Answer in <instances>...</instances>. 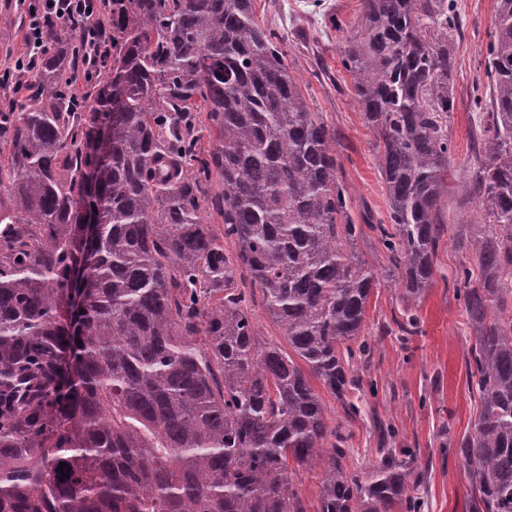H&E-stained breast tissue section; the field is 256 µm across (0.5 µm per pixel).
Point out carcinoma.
Listing matches in <instances>:
<instances>
[{
  "label": "carcinoma",
  "mask_w": 512,
  "mask_h": 512,
  "mask_svg": "<svg viewBox=\"0 0 512 512\" xmlns=\"http://www.w3.org/2000/svg\"><path fill=\"white\" fill-rule=\"evenodd\" d=\"M100 2L43 32L23 97L0 84V512H424L416 449L379 420L378 461L352 472L346 424L377 392L360 375L377 345L363 227L404 341L448 234V0H361L343 36L388 202L362 225L336 128L254 0ZM98 28L115 53L78 90ZM484 66L466 197L491 223L452 236L475 260L454 289L482 411L456 455L466 512H512V0H496ZM258 298L288 351L262 339ZM317 464L310 505L293 479Z\"/></svg>",
  "instance_id": "obj_1"
}]
</instances>
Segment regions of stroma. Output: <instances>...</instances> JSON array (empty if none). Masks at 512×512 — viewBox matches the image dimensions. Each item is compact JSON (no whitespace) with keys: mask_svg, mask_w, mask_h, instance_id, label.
I'll use <instances>...</instances> for the list:
<instances>
[{"mask_svg":"<svg viewBox=\"0 0 512 512\" xmlns=\"http://www.w3.org/2000/svg\"><path fill=\"white\" fill-rule=\"evenodd\" d=\"M360 0H324L310 11L307 0H256V11L287 38L288 66L302 79L312 110L336 126L334 149L352 197L353 209L369 205L377 217L387 215V199L372 149V131L362 120L352 82L340 62L342 29L359 21ZM496 0H454L460 29L448 40L456 65L452 94L455 107L448 117L455 176L450 198L459 197L472 149L473 89L484 77L483 60L494 32ZM341 30H334L333 22ZM462 260L454 246L442 248L435 274L416 314L420 332L410 340L391 334L381 338L366 375L377 383L373 407L398 432L397 445L418 449V464L428 470L425 512H465L469 484L453 453L472 430L481 411L479 395L466 362L475 343L461 300L446 279Z\"/></svg>","mask_w":512,"mask_h":512,"instance_id":"35a3bbf8","label":"stroma"}]
</instances>
